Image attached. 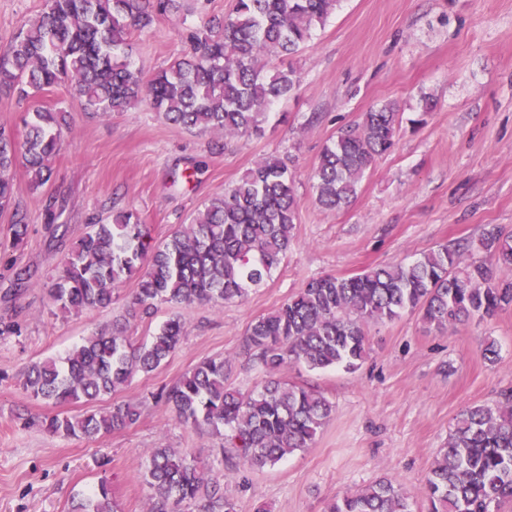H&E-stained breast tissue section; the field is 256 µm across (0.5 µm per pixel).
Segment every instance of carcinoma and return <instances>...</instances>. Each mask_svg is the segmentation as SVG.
Segmentation results:
<instances>
[{"label":"carcinoma","mask_w":512,"mask_h":512,"mask_svg":"<svg viewBox=\"0 0 512 512\" xmlns=\"http://www.w3.org/2000/svg\"><path fill=\"white\" fill-rule=\"evenodd\" d=\"M337 0H235L185 36V48L150 80L128 62L132 31L183 10L182 0H49L38 18L0 48V89L30 98L64 87L95 112H127L145 101L165 121L226 137L261 131L268 109L295 93L293 66L272 61L297 54L328 21ZM403 113L385 103L336 133L313 174L316 200L340 210L357 195L365 173L395 146ZM66 118L38 108L16 136L0 127V211L11 208L12 170L22 164L31 187L52 177ZM291 158H261L224 194L208 200L194 221L155 244L131 211L95 224L64 261L49 296L67 313L105 308L124 281H138L131 317L158 306H221L262 285L288 256L301 205L290 176ZM484 257L465 259L468 247L440 245L405 264L376 265L348 277L309 280L275 311L250 324L245 346L266 374L264 385L243 392L227 384L233 359L206 358L171 386L149 393L182 423L228 439L237 448L235 471L274 465L313 445L333 405L317 390L280 377L283 369L343 366L364 360L366 327L418 311L443 331L471 318L512 307V280L497 269L512 266V233L485 230L476 245ZM184 324L175 316L138 342L115 321L82 338L64 356L36 362L22 387L45 404L90 403L159 368L180 346ZM143 402L108 411L57 413L25 424L52 436L93 440L124 430L141 416ZM229 472L173 448H154L144 473L151 512H237L221 490ZM423 496L429 512H503L512 505V393L495 403L471 405L455 418L431 467ZM415 493L391 479L344 493L325 512H413ZM72 512H115L104 483L72 501Z\"/></svg>","instance_id":"1"}]
</instances>
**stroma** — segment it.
I'll use <instances>...</instances> for the list:
<instances>
[{"mask_svg":"<svg viewBox=\"0 0 512 512\" xmlns=\"http://www.w3.org/2000/svg\"><path fill=\"white\" fill-rule=\"evenodd\" d=\"M187 15L159 18L134 32L131 64L153 76L180 55L200 15L229 12L233 0H185ZM47 0H0V47L45 11ZM301 77L296 95L274 104L261 134L221 137L165 122L149 104L122 113L88 111L63 89L22 100L0 89V126L23 132L37 107L69 115L51 180L32 189L24 166L12 171L27 235L11 246L12 214L0 212V512H69L74 497L107 484L117 512H149L143 473L152 449L174 448L223 467L235 451L172 412L142 403L139 421L94 441L22 426L20 414H54L20 379L32 363L62 356L83 336L126 313L135 281L109 307L63 313L48 292L90 224L117 209L137 213L155 242L190 223L266 154L291 156L301 200L295 241L260 287L220 307L159 306L130 329L147 339L172 316L186 329L158 370L94 404L65 405L78 415L175 382L199 361L232 358L233 385L251 390L265 375L244 349L251 321L279 307L311 278L409 263L441 244L478 240L484 229L512 231V0H340L324 28L295 56L280 58ZM435 108L420 113L423 95ZM395 103L406 117L394 149L363 178L341 210L316 201L312 175L324 146L364 112ZM420 117L411 125L412 117ZM30 279L15 288L14 271ZM15 332H5V325ZM495 341L498 357L484 358ZM284 379L321 392L333 413L310 448L275 465L233 475L224 492L237 512H324L351 489L391 478L416 491L459 412L512 389V308L438 331L418 313L368 328V354L353 372L288 366Z\"/></svg>","mask_w":512,"mask_h":512,"instance_id":"35a3bbf8","label":"stroma"}]
</instances>
